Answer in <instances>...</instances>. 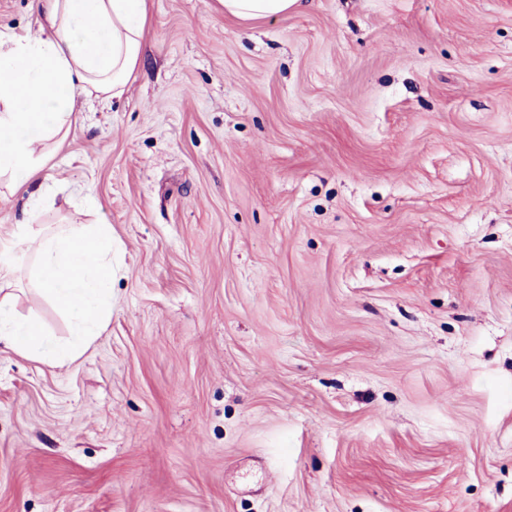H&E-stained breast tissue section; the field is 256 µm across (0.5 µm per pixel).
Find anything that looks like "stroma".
Returning a JSON list of instances; mask_svg holds the SVG:
<instances>
[{
  "mask_svg": "<svg viewBox=\"0 0 512 512\" xmlns=\"http://www.w3.org/2000/svg\"><path fill=\"white\" fill-rule=\"evenodd\" d=\"M45 176L112 315L0 349V512H512V0H152ZM300 0H218L224 14L240 20H255L288 14Z\"/></svg>",
  "mask_w": 512,
  "mask_h": 512,
  "instance_id": "1",
  "label": "stroma"
}]
</instances>
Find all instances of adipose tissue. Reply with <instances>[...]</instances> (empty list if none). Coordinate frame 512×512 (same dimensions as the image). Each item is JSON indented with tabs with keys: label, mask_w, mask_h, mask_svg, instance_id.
<instances>
[{
	"label": "adipose tissue",
	"mask_w": 512,
	"mask_h": 512,
	"mask_svg": "<svg viewBox=\"0 0 512 512\" xmlns=\"http://www.w3.org/2000/svg\"><path fill=\"white\" fill-rule=\"evenodd\" d=\"M240 20L276 17L299 0H219ZM148 0H39L36 33L0 31V203L26 193L25 220L12 229L21 251H35L33 277L72 323L68 346L49 344L21 318L9 288L13 260L0 257V343L51 366L74 363L112 312V228L68 224L36 228L42 173L66 142L76 98L120 97L138 67Z\"/></svg>",
	"instance_id": "adipose-tissue-1"
}]
</instances>
